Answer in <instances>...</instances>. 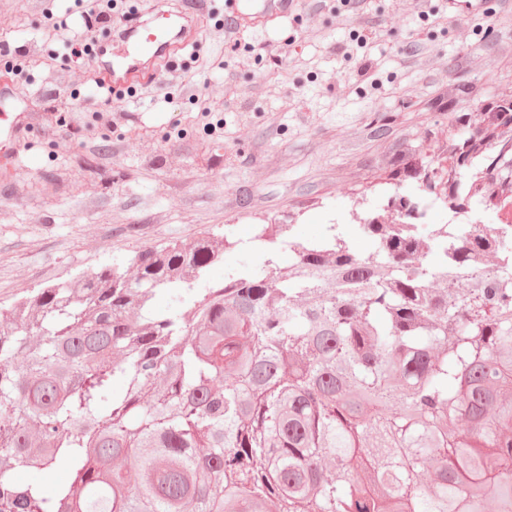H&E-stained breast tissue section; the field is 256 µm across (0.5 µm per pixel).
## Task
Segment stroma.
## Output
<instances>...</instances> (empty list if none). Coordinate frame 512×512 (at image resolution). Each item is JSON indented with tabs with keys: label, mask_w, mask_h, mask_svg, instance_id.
<instances>
[{
	"label": "stroma",
	"mask_w": 512,
	"mask_h": 512,
	"mask_svg": "<svg viewBox=\"0 0 512 512\" xmlns=\"http://www.w3.org/2000/svg\"><path fill=\"white\" fill-rule=\"evenodd\" d=\"M207 2L194 45L118 98L91 87L117 43L84 65L43 35L53 20L107 42L83 27L82 0H0V69H16L5 121L30 119L0 167L1 305L202 237L231 243L209 270L220 284L262 260L266 224L302 243L336 231L369 253L359 216L419 193L425 169L450 166L456 138H483L490 106L512 99V0L462 23L420 17L415 0H301L234 52L224 0Z\"/></svg>",
	"instance_id": "obj_1"
}]
</instances>
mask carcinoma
Returning <instances> with one entry per match:
<instances>
[{
  "instance_id": "cac0c4a2",
  "label": "carcinoma",
  "mask_w": 512,
  "mask_h": 512,
  "mask_svg": "<svg viewBox=\"0 0 512 512\" xmlns=\"http://www.w3.org/2000/svg\"><path fill=\"white\" fill-rule=\"evenodd\" d=\"M453 153L424 192L446 173L449 207L492 204L502 155ZM416 209L364 218L367 255L335 235L283 271L270 224L219 286L228 241L200 238L0 306V512H512V239L424 233ZM60 465L71 482L15 481Z\"/></svg>"
}]
</instances>
